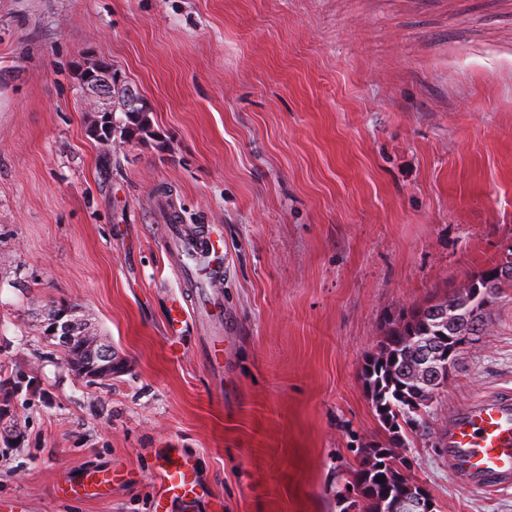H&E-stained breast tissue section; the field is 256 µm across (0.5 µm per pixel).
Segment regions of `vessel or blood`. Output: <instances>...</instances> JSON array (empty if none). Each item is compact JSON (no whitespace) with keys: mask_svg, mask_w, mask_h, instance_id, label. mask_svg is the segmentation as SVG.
<instances>
[{"mask_svg":"<svg viewBox=\"0 0 512 512\" xmlns=\"http://www.w3.org/2000/svg\"><path fill=\"white\" fill-rule=\"evenodd\" d=\"M169 249L178 256L181 269L204 266L207 280L196 302L171 310L167 331L182 336L183 325L195 314L197 304L216 303L224 286V242L217 228L193 234L183 230L179 217L167 213ZM448 466L457 482L474 488H512V392L504 390L482 397L465 408L449 412L439 428ZM165 491L184 499L197 486L189 461H163Z\"/></svg>","mask_w":512,"mask_h":512,"instance_id":"obj_1","label":"vessel or blood"}]
</instances>
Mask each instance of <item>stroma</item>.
<instances>
[{
  "mask_svg": "<svg viewBox=\"0 0 512 512\" xmlns=\"http://www.w3.org/2000/svg\"><path fill=\"white\" fill-rule=\"evenodd\" d=\"M138 86L159 143L103 150L75 70ZM224 231L223 312L173 358L164 211ZM512 249V0H0V501L155 512H340L382 437L361 370L400 310ZM123 360L79 379L45 308ZM427 418L512 389V295ZM221 337L223 365L201 353ZM436 512H512L406 435ZM112 471V493L70 492ZM165 492L172 499L184 501L190 494H195L197 486L193 465L187 460H164L161 466Z\"/></svg>",
  "mask_w": 512,
  "mask_h": 512,
  "instance_id": "obj_1",
  "label": "stroma"
}]
</instances>
